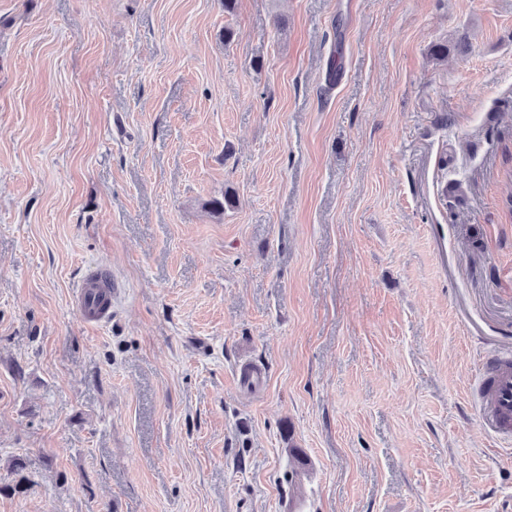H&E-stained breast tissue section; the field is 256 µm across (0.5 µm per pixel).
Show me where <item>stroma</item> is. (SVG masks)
Listing matches in <instances>:
<instances>
[{
	"instance_id": "1",
	"label": "stroma",
	"mask_w": 512,
	"mask_h": 512,
	"mask_svg": "<svg viewBox=\"0 0 512 512\" xmlns=\"http://www.w3.org/2000/svg\"><path fill=\"white\" fill-rule=\"evenodd\" d=\"M511 349L512 0H0V512H512ZM103 272L97 268L90 269L82 287L74 299V306L82 320L91 326L107 323L112 317V297L116 294L115 282L112 281V293L102 284ZM102 294L97 301L98 295ZM480 403L482 427L500 438L512 435V355L499 353L488 358L473 386Z\"/></svg>"
}]
</instances>
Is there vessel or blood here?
Here are the masks:
<instances>
[{"instance_id": "obj_1", "label": "vessel or blood", "mask_w": 512, "mask_h": 512, "mask_svg": "<svg viewBox=\"0 0 512 512\" xmlns=\"http://www.w3.org/2000/svg\"><path fill=\"white\" fill-rule=\"evenodd\" d=\"M103 274L90 269L79 289L74 306L91 326L107 323L112 317V294L102 283ZM475 398L483 399V428L497 437L512 436V355L499 353L488 358L473 386Z\"/></svg>"}]
</instances>
